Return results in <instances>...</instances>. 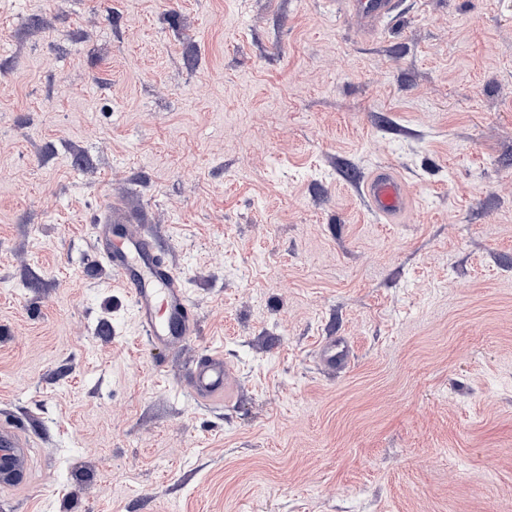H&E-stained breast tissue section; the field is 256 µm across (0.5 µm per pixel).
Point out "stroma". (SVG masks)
I'll return each mask as SVG.
<instances>
[{"mask_svg":"<svg viewBox=\"0 0 512 512\" xmlns=\"http://www.w3.org/2000/svg\"><path fill=\"white\" fill-rule=\"evenodd\" d=\"M391 165L415 215L357 177ZM121 202L198 317L150 345ZM350 366L320 362L328 337ZM223 350L230 408L179 385ZM6 512H512V0H0ZM401 0H336V7L352 17L365 30H375L379 24L396 14ZM361 196L368 211L384 224L404 223L412 209L410 190L392 168H378L365 179ZM29 448L32 442L27 432L17 424L0 423V489L28 487L33 469Z\"/></svg>","mask_w":512,"mask_h":512,"instance_id":"obj_1","label":"stroma"}]
</instances>
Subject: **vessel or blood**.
Here are the masks:
<instances>
[{
	"label": "vessel or blood",
	"instance_id": "obj_1",
	"mask_svg": "<svg viewBox=\"0 0 512 512\" xmlns=\"http://www.w3.org/2000/svg\"><path fill=\"white\" fill-rule=\"evenodd\" d=\"M401 0H336L355 24L375 30L396 14ZM361 196L368 211L387 224L405 222L412 209L410 190L391 168L374 171L364 180ZM98 249L107 259L113 276L134 300L138 321L149 343L177 350L197 333V317L179 275L162 259L158 248L128 214L107 207L97 220ZM342 339H327L320 351L323 365L342 369L349 363ZM185 387L200 405L227 407L235 399L232 370L223 351L210 349L188 369ZM27 432L16 424L0 423V489L28 487L33 480Z\"/></svg>",
	"mask_w": 512,
	"mask_h": 512
}]
</instances>
